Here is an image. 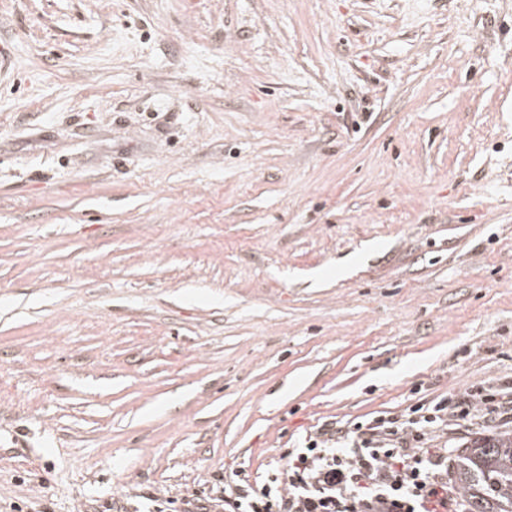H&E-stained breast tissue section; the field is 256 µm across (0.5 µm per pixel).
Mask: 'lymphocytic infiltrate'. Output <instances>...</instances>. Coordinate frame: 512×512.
I'll list each match as a JSON object with an SVG mask.
<instances>
[{
    "instance_id": "f902f5d3",
    "label": "lymphocytic infiltrate",
    "mask_w": 512,
    "mask_h": 512,
    "mask_svg": "<svg viewBox=\"0 0 512 512\" xmlns=\"http://www.w3.org/2000/svg\"><path fill=\"white\" fill-rule=\"evenodd\" d=\"M512 423V387L482 383L406 412H384L342 431L307 434L278 474L260 487L237 486L199 512H464L448 483V448L437 437L451 423Z\"/></svg>"
}]
</instances>
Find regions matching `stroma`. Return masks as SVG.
Returning a JSON list of instances; mask_svg holds the SVG:
<instances>
[{"label":"stroma","mask_w":512,"mask_h":512,"mask_svg":"<svg viewBox=\"0 0 512 512\" xmlns=\"http://www.w3.org/2000/svg\"><path fill=\"white\" fill-rule=\"evenodd\" d=\"M0 48V512L512 384V0H0Z\"/></svg>","instance_id":"obj_1"}]
</instances>
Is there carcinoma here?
I'll list each match as a JSON object with an SVG mask.
<instances>
[{
    "label": "carcinoma",
    "mask_w": 512,
    "mask_h": 512,
    "mask_svg": "<svg viewBox=\"0 0 512 512\" xmlns=\"http://www.w3.org/2000/svg\"><path fill=\"white\" fill-rule=\"evenodd\" d=\"M449 476L467 512H512V432L467 440L455 450Z\"/></svg>",
    "instance_id": "obj_1"
}]
</instances>
